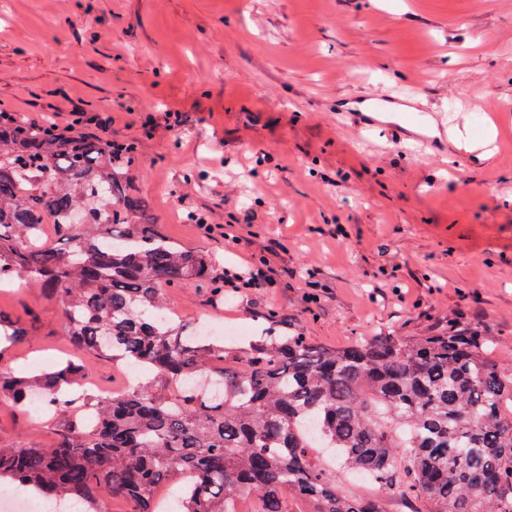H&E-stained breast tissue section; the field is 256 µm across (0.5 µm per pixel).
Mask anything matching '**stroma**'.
<instances>
[{
    "label": "stroma",
    "mask_w": 512,
    "mask_h": 512,
    "mask_svg": "<svg viewBox=\"0 0 512 512\" xmlns=\"http://www.w3.org/2000/svg\"><path fill=\"white\" fill-rule=\"evenodd\" d=\"M359 94L431 104L456 135L438 151L341 120L338 99ZM0 104L110 116L113 134L142 143L133 170L163 233L206 249L215 273L251 251L184 211L256 215L278 288L170 293L189 321L241 327L230 346L272 320L339 347L453 315L512 366V195L497 191L512 185V0H0ZM158 107L184 124L149 140ZM473 133L485 152L461 155ZM190 170L212 181L180 206L171 188ZM221 179L234 196L214 192ZM311 279L326 288L317 304ZM0 315L23 333L0 364L47 370L69 351L58 304L38 291L1 292ZM30 436L52 444L56 426L0 401V443Z\"/></svg>",
    "instance_id": "1"
}]
</instances>
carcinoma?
Wrapping results in <instances>:
<instances>
[{
    "instance_id": "1",
    "label": "carcinoma",
    "mask_w": 512,
    "mask_h": 512,
    "mask_svg": "<svg viewBox=\"0 0 512 512\" xmlns=\"http://www.w3.org/2000/svg\"><path fill=\"white\" fill-rule=\"evenodd\" d=\"M130 165L93 137L57 140L18 116L0 126V283L53 297L73 350L40 375L0 366V398H34L55 443L0 444V481L74 512H103L100 490L158 512H257L285 500L317 512H384L350 472L431 512H512V369L477 326L450 317L424 336L358 337L342 348L267 329L249 347L189 333L167 289L224 280L204 249L170 240L136 194ZM54 225L61 245L43 240ZM86 351L140 371L112 396L83 390Z\"/></svg>"
}]
</instances>
